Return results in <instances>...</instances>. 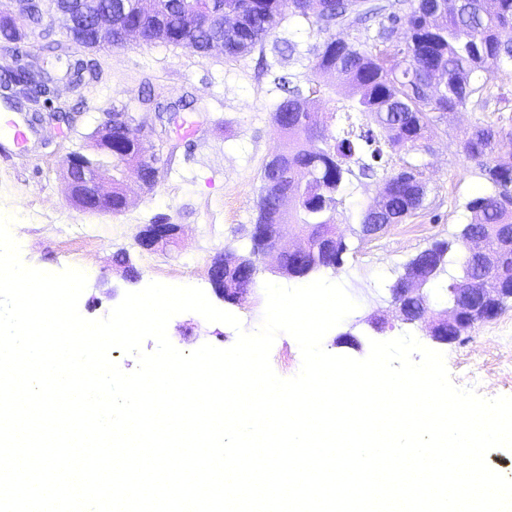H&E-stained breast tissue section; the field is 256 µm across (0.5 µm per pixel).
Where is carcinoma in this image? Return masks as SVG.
<instances>
[{
	"mask_svg": "<svg viewBox=\"0 0 512 512\" xmlns=\"http://www.w3.org/2000/svg\"><path fill=\"white\" fill-rule=\"evenodd\" d=\"M125 2L122 28L138 30L149 44L182 46L200 56L249 54L288 15L308 23L313 65L307 90L294 84L290 76L275 77L283 97L272 122L283 137L281 152L288 155L290 180L274 179L276 162L264 163L256 224L281 223L279 200L285 188L298 189L314 181L322 187V197L312 208L295 212L293 219L331 229L355 165L365 176L383 171L389 191L381 210L373 204L362 210L360 223L398 224L423 207L427 192L423 164L406 161L400 170L390 172L383 164L380 143L406 154L425 151L429 133L448 113L468 105L481 112H500L508 102L505 94L495 90L493 76L512 67V47L501 40L504 31H512V0H195L215 14L216 26L188 38L185 33L194 25L196 9L181 7L182 0ZM370 21L375 23V33L364 41L334 34L340 26L357 30ZM60 34V39L42 36L39 56L32 60L27 49H15L9 73L22 74L48 91L44 71L49 59L67 61L63 49L75 31L62 24ZM328 71L342 74L358 89V99L341 112L348 119L353 112L361 113L366 127L358 129L350 123L337 137L305 109L304 94L320 92L315 75ZM113 116L122 118L112 126V144L118 150L125 139L124 122L131 116L116 110ZM500 142V131L492 122L475 125L462 141L463 152L488 184V190L478 192L467 209L472 213L471 223L483 225L489 250L495 248L494 225L512 224V163L496 160ZM125 163L142 167L149 188L157 185V169L137 155L112 160L101 156L90 173L116 171ZM462 240L459 235L453 242L436 241L424 249L425 261L416 275L431 282L448 268L457 267L459 275L448 277L449 299L451 289L467 284L485 293L512 288V250L501 253L494 266L475 271L465 264ZM344 252L346 245L339 242L329 254L309 255L308 266L315 271L338 265ZM258 262L253 249H248L242 263L224 279V287L243 291L251 287Z\"/></svg>",
	"mask_w": 512,
	"mask_h": 512,
	"instance_id": "cac0c4a2",
	"label": "carcinoma"
}]
</instances>
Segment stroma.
<instances>
[{"label":"stroma","mask_w":512,"mask_h":512,"mask_svg":"<svg viewBox=\"0 0 512 512\" xmlns=\"http://www.w3.org/2000/svg\"><path fill=\"white\" fill-rule=\"evenodd\" d=\"M307 29L303 20L285 18L261 47L237 58L204 57L165 44L94 53L99 79L83 89L84 105L75 122L42 123L39 136L23 150L0 153V211L14 215L24 228L18 237L24 261L41 270L83 267L88 281L79 311L89 319L105 316L126 292L161 281L203 288L214 306L237 316L246 330H255L265 309V283L294 287L297 279L279 274L275 258L267 257L253 287L239 303L231 304L215 294L208 268L214 256L240 252L246 241L260 170L281 147L271 114L282 93L273 78L290 73L298 84H305L311 74ZM150 90L162 102L177 105V112H139V99ZM183 98L189 99V106H180ZM115 109L139 115L153 126L147 145L161 160L159 181L154 190L145 191L138 188L134 174H127L126 183L134 189L130 206L112 215L85 212L67 198L61 161L78 146L91 145L97 125ZM486 120L510 133L512 107L494 113L466 107L449 114L432 133L428 152L418 155L426 165L424 209L363 243L355 236L360 213L379 195L383 183L376 177H351L336 214L348 245L343 263L315 271L312 277L343 284L359 307L326 334L327 352L361 359L367 356L370 341L406 333L424 346L433 345L424 325L396 318L391 288L417 253L434 241L454 239L470 221L467 204L482 178L460 142ZM153 222L180 225V243L142 250L138 234ZM86 224L99 234L98 250L91 255L69 235L70 228ZM120 253L134 267V280L123 278L116 266ZM168 336L185 352L206 343L226 348L236 340L230 326L207 322L191 312L171 319ZM437 348L445 354L457 385H478L489 374L493 380L486 396L512 395L511 303L495 319Z\"/></svg>","instance_id":"obj_1"}]
</instances>
